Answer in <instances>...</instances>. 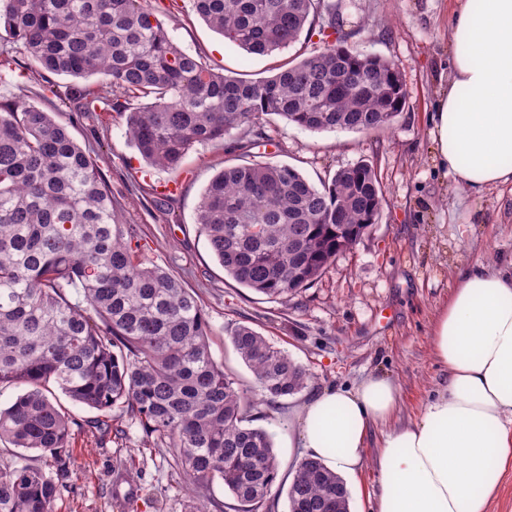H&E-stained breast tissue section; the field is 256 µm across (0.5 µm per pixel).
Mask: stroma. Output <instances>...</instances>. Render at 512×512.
I'll return each instance as SVG.
<instances>
[{
	"label": "stroma",
	"mask_w": 512,
	"mask_h": 512,
	"mask_svg": "<svg viewBox=\"0 0 512 512\" xmlns=\"http://www.w3.org/2000/svg\"><path fill=\"white\" fill-rule=\"evenodd\" d=\"M150 2L172 40L214 71L261 80L339 42L394 63L407 89L393 125L371 133L309 131L276 115L264 117L266 138L253 148L251 161L293 166L321 189L338 170L366 160L374 165L385 198L376 223L321 278L288 302H272L225 274L197 222L200 198L224 168L223 145L196 146L176 173L148 166L126 135L127 110L108 113L100 122L63 102L62 93L73 86L106 93L101 76L39 77L22 43L0 26V56L13 61L0 75V101L27 86L30 102L52 112L95 158L123 223L139 228L143 260L179 278L198 299L211 327L215 360L255 399L253 426L273 436L280 469L268 512H288L286 489L302 458L300 449L288 445V424L308 396L382 373L399 388L398 421L421 415L446 377L430 338L457 273L479 261L494 264L512 257V190L495 188L467 199L437 165L430 114L448 84L455 0H336L342 35L307 29L296 43L264 56L225 41L202 20L193 0ZM171 182L176 191L162 193ZM240 325L252 327L308 369L305 388L273 404L258 400L254 376L230 339ZM122 426L117 435L73 436L77 477L55 512H185L193 493L171 473L167 449L143 447V432L130 418H123ZM382 435L378 427L369 438L364 466L350 490L351 512H371L378 489L374 457ZM131 456L140 470L127 481L116 462Z\"/></svg>",
	"instance_id": "stroma-1"
}]
</instances>
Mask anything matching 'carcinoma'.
Masks as SVG:
<instances>
[{
  "label": "carcinoma",
  "mask_w": 512,
  "mask_h": 512,
  "mask_svg": "<svg viewBox=\"0 0 512 512\" xmlns=\"http://www.w3.org/2000/svg\"><path fill=\"white\" fill-rule=\"evenodd\" d=\"M225 40L264 55L305 27L338 33L329 0H194ZM0 20L42 73L102 75L112 98L70 88L79 111L129 112L127 133L151 166L176 172L197 145L246 153L278 115L310 131L372 132L404 107L398 68L334 44L256 81L219 73L168 36L147 0H0ZM385 202L377 172L360 161L324 190L286 164H229L204 190L198 224L227 276L288 301L325 273L375 223ZM81 289L73 302L68 289ZM267 402L300 392L309 375L253 328L231 335ZM24 386L0 408V512H53L77 474L69 440L83 424L58 395L142 428L146 448L169 450L172 470L198 492L218 481L238 512H259L280 463L272 435L250 426L252 402L217 363L195 296L141 258L134 224L119 223L96 160L51 113L22 93L0 101V386ZM36 452L40 463L28 462ZM289 512H350L345 480L302 460L287 490Z\"/></svg>",
  "instance_id": "obj_1"
}]
</instances>
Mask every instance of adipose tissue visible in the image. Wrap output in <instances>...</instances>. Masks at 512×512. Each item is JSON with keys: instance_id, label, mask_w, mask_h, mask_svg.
Returning <instances> with one entry per match:
<instances>
[{"instance_id": "obj_1", "label": "adipose tissue", "mask_w": 512, "mask_h": 512, "mask_svg": "<svg viewBox=\"0 0 512 512\" xmlns=\"http://www.w3.org/2000/svg\"><path fill=\"white\" fill-rule=\"evenodd\" d=\"M449 54L430 134L440 167L479 195L512 183V0H457ZM431 349L448 376L418 419L395 423L399 389L373 374L309 397L288 434L353 477L372 428L384 427L373 512H490L512 465V262L459 272Z\"/></svg>"}]
</instances>
